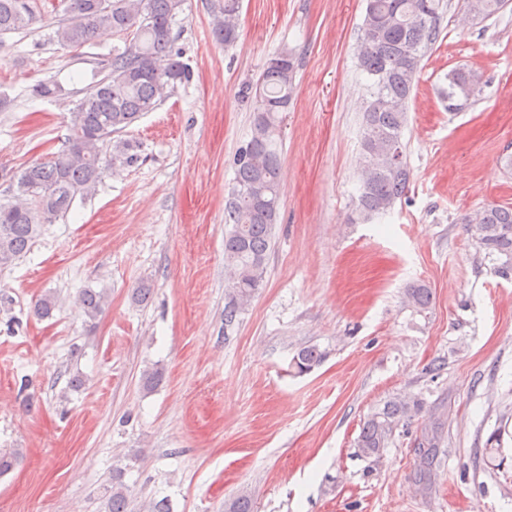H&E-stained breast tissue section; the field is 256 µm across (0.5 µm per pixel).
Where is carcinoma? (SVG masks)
<instances>
[{
  "label": "carcinoma",
  "mask_w": 512,
  "mask_h": 512,
  "mask_svg": "<svg viewBox=\"0 0 512 512\" xmlns=\"http://www.w3.org/2000/svg\"><path fill=\"white\" fill-rule=\"evenodd\" d=\"M184 0H62L63 17L50 38L63 48L79 49L96 34L110 30L129 38L122 51L112 53L107 75L78 100L70 112L69 134L63 147L45 161L19 170L0 168L18 195L0 201V268L27 254L44 224L64 216L76 198L92 194L107 171L136 159V144L120 133L148 112L155 111L188 72L173 52L172 26ZM468 15L484 21L502 10V0H465ZM439 0H366L358 55L360 70L369 80L370 99L363 111L361 149L363 168L359 195L348 215L352 224H365L390 211L405 197L413 173L402 142L409 103L421 62L440 35ZM212 36L226 47L237 42L240 0H210ZM41 21L36 0H0V38L30 29ZM280 64L266 65L256 89L252 131L237 151L235 179L226 221L232 229L224 237V261L230 271L231 292L224 306V325L230 326L265 286L272 232L280 206L279 128L295 88L297 58L283 47ZM448 111L470 108L466 87L480 80L473 70L455 69L446 76ZM61 88L36 84L34 98H53ZM113 151H108L109 147ZM477 247L494 262L493 273L512 278V205L488 204L463 218ZM432 294L423 284L407 289V302L422 312ZM86 321L93 322L108 306L105 291L85 289L79 299ZM57 306L47 294L34 305V314L48 318ZM324 352L316 346L300 349L293 366L303 373L319 365ZM409 403L388 401L364 423L357 447L376 456L387 447ZM128 488L122 470H112V486L105 512H128Z\"/></svg>",
  "instance_id": "cac0c4a2"
}]
</instances>
